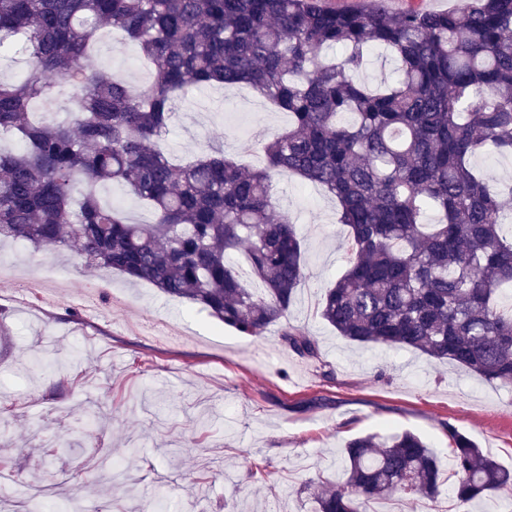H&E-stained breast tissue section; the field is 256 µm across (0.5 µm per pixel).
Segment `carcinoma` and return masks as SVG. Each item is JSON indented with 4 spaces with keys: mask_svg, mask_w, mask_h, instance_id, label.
<instances>
[{
    "mask_svg": "<svg viewBox=\"0 0 512 512\" xmlns=\"http://www.w3.org/2000/svg\"><path fill=\"white\" fill-rule=\"evenodd\" d=\"M336 11L324 0H0V58L19 45L29 69L0 80V242L77 249L80 258L206 310L239 335L274 326L297 355L316 340L287 323L305 279L306 247L277 207L274 178L296 175L339 206L347 266L316 315L358 346L417 350L487 381L512 383V187L473 161L512 156V0H462L446 12L394 13L384 0ZM110 27L154 67L139 91L92 67ZM396 77L360 79L368 50ZM58 76L77 104L68 123L36 122ZM252 87L287 112L288 129L251 168L214 150L185 164L162 143L175 102L201 87ZM119 183L151 224L102 202ZM439 217L427 220L430 209ZM452 468L410 431L356 437L345 479L325 482L315 512H366L395 497L458 512L512 492V471L448 427Z\"/></svg>",
    "mask_w": 512,
    "mask_h": 512,
    "instance_id": "carcinoma-1",
    "label": "carcinoma"
}]
</instances>
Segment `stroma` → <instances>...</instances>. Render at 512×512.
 <instances>
[{"instance_id":"1","label":"stroma","mask_w":512,"mask_h":512,"mask_svg":"<svg viewBox=\"0 0 512 512\" xmlns=\"http://www.w3.org/2000/svg\"><path fill=\"white\" fill-rule=\"evenodd\" d=\"M93 55L114 77L140 80L143 63L120 34L97 40ZM175 110L165 145L179 161L220 145L260 167L265 141L288 126L286 112L243 85L217 98L200 88ZM274 193L306 243L288 320L316 339V361L294 353L278 328L240 337L199 306L85 267L76 253L0 245L10 264L0 274V387L14 392L11 412H0V456L18 476L0 484V512H21L35 481L46 491L43 512H55L61 483L95 512H140L158 496L165 512H313L299 489L341 480L349 440L406 430L425 439L443 471L452 428L512 469V384L338 336L315 314L346 266L338 206L291 174ZM46 348L77 370L31 378L22 362ZM93 403L106 413L95 429L82 417ZM59 429L66 448L54 458L43 438ZM261 461L267 480L252 482L248 471Z\"/></svg>"}]
</instances>
